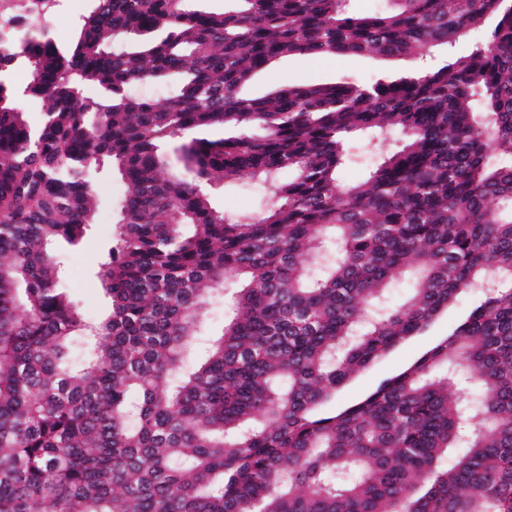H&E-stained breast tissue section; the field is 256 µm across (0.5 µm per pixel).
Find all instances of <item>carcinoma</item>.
<instances>
[{
    "label": "carcinoma",
    "instance_id": "carcinoma-1",
    "mask_svg": "<svg viewBox=\"0 0 512 512\" xmlns=\"http://www.w3.org/2000/svg\"><path fill=\"white\" fill-rule=\"evenodd\" d=\"M205 2L92 0L65 50L40 28L0 43V512H512V10ZM439 48L391 81L242 95L283 56ZM153 84L164 102L135 93ZM393 131L342 184L350 142ZM103 172L126 194L98 261L112 310L89 324L54 250L94 223ZM243 176L269 205L234 218L216 197ZM402 274L415 287L389 307ZM228 281L244 286L189 372ZM473 289L445 339L323 411ZM402 135H395L393 139L384 143L370 145L360 153V157L354 162L345 166L341 172V180L344 183H353L366 177L368 170L374 166L383 155L393 150L398 144Z\"/></svg>",
    "mask_w": 512,
    "mask_h": 512
}]
</instances>
